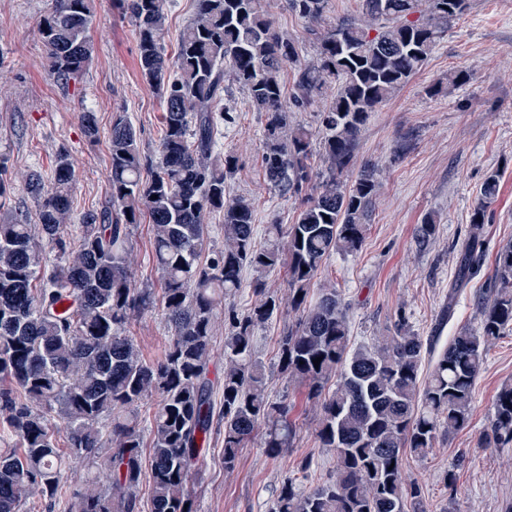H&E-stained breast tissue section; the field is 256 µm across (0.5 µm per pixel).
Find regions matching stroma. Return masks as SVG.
Masks as SVG:
<instances>
[{"mask_svg":"<svg viewBox=\"0 0 512 512\" xmlns=\"http://www.w3.org/2000/svg\"><path fill=\"white\" fill-rule=\"evenodd\" d=\"M52 0H0V155L8 160L15 184L0 197V213L12 212L28 223L38 209L17 179L36 169L51 176L59 152L76 169L73 217L107 206L109 136L118 116L136 128L146 156L157 157L163 136L161 101L141 80L134 27L114 0H92L90 35L95 58L85 74L61 87L49 74L38 34ZM279 30L299 43L302 61L316 54L311 26L273 0ZM462 74L451 83V73ZM224 121L217 140L234 153L238 166L228 177V197L250 199L255 240L266 241L268 225L293 223L301 206L295 197L271 190L263 178L261 152L266 118L236 85L224 95ZM94 113L98 136L89 139L80 115ZM381 170L365 242L356 254H333L320 279L335 282L350 302L351 334L367 342L405 315L411 329L436 337L445 347L460 329L477 328V302L493 272L497 251L512 243V0H470L409 83L373 112L364 126L356 166ZM500 172L498 196L488 210L486 244L480 271L465 287L454 288L457 260L468 234L481 184ZM435 215L437 231L427 250H416L414 231L425 215ZM131 269L141 287L159 285L148 222L133 232ZM452 309L440 324L444 309ZM129 332L143 357L165 352L169 333L157 311L133 317ZM512 384V331L491 347L473 390L466 428L439 440L427 458H407L406 472L421 488V512H512V447L482 448L478 440L493 412L499 389ZM273 393L287 396L296 434L277 458H269L263 434H255L234 470L224 468V426L214 422L210 446L189 485L198 512H269L284 479L304 485L325 480L335 457L319 447L316 409L305 388L275 376ZM308 471H301L302 461ZM454 471L453 488L441 477Z\"/></svg>","mask_w":512,"mask_h":512,"instance_id":"35a3bbf8","label":"stroma"}]
</instances>
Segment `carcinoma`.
<instances>
[{
    "instance_id": "1",
    "label": "carcinoma",
    "mask_w": 512,
    "mask_h": 512,
    "mask_svg": "<svg viewBox=\"0 0 512 512\" xmlns=\"http://www.w3.org/2000/svg\"><path fill=\"white\" fill-rule=\"evenodd\" d=\"M194 15L174 55L165 52L166 0H116L134 24L142 79L160 96L164 135L149 180L148 161L132 123L118 116L109 138L110 206L71 220L75 171L60 152L50 179L31 170L26 193L38 223L0 218V425L14 440L0 448V512H20L37 490L48 500L63 490L73 465L84 467L83 489L69 512H138L142 449H149L151 512H197L188 491L193 464L211 436L213 386L207 368L214 331L224 316V469L265 428V451L276 457L293 434L290 405L270 395L271 378L257 356L256 332L282 308L264 277L284 269L295 326L280 339L278 369L318 400L319 447L336 458L330 477L309 488L287 478L271 512H409L419 504L405 458H426L440 438L468 425L473 388L491 346L512 329V243L497 253L481 303L478 328H462L433 358L407 324L356 344L350 303L335 285L313 282L328 258L363 245L380 188V170L349 172L362 128L372 112L401 90L432 54L469 0H361V14L325 21L327 0H288L316 36L317 58L280 33L267 0H193ZM90 0H53L39 21L54 81L66 84L90 65ZM296 72L285 98L282 73ZM231 82L267 114L262 167L281 194L301 199L295 222L271 224L267 244L255 245L254 208L225 195L236 158L218 150L220 107ZM331 91L319 112L320 142L288 113ZM319 153L324 171L310 159ZM499 191L489 174L473 209L458 261L456 288L477 273L487 210ZM224 216V248L209 249L207 215ZM152 226L161 293L139 288L128 266L132 228ZM436 217L415 228L423 250L434 240ZM59 262L47 264V252ZM256 277L257 297L246 312L224 306L243 288L242 271ZM161 307L170 332L164 356L146 361L128 326L134 315ZM321 358L319 366L313 360ZM152 409L145 422L124 417ZM65 432L67 452L57 446ZM479 445H512V384L496 395Z\"/></svg>"
}]
</instances>
